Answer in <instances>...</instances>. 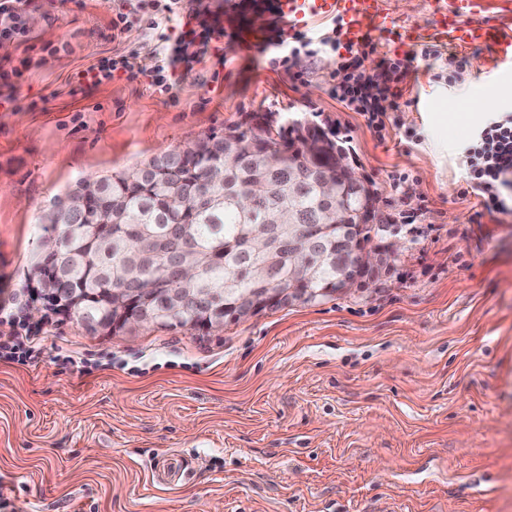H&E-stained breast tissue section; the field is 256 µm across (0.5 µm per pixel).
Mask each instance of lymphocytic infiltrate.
Returning a JSON list of instances; mask_svg holds the SVG:
<instances>
[{
    "label": "lymphocytic infiltrate",
    "mask_w": 512,
    "mask_h": 512,
    "mask_svg": "<svg viewBox=\"0 0 512 512\" xmlns=\"http://www.w3.org/2000/svg\"><path fill=\"white\" fill-rule=\"evenodd\" d=\"M138 12L144 17L148 30L165 27L153 56L140 58L136 51L101 60L81 72V79L98 86L123 72L149 79L151 86L166 92L173 88L181 68L203 61L218 51L220 41L235 45L239 30L250 13L269 15L271 24L262 33L258 47L261 51L280 53L285 64L294 63L300 54L316 56L303 35H288L282 26L285 14L280 0H227L216 5L212 0H139ZM364 53H356L338 63L331 77L333 92L348 109L375 122L381 114V102L390 91L392 73L397 63L382 62L370 72L363 66ZM462 165L464 180L483 208L491 214L512 213V113L504 112L486 119L466 147ZM7 331H0V360L28 364L39 359L43 352L42 339L28 333L16 317H8Z\"/></svg>",
    "instance_id": "obj_1"
}]
</instances>
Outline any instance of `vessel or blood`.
Returning a JSON list of instances; mask_svg holds the SVG:
<instances>
[{"label": "vessel or blood", "mask_w": 512, "mask_h": 512, "mask_svg": "<svg viewBox=\"0 0 512 512\" xmlns=\"http://www.w3.org/2000/svg\"><path fill=\"white\" fill-rule=\"evenodd\" d=\"M283 11L295 20L340 15L345 21L342 35L347 43H363L370 32L389 42L407 46L420 38L412 28L399 25L386 6V0H281ZM432 14L429 36L451 40L460 48L482 45L490 49L497 67L495 78L512 70V8L489 14L484 0H428Z\"/></svg>", "instance_id": "vessel-or-blood-1"}]
</instances>
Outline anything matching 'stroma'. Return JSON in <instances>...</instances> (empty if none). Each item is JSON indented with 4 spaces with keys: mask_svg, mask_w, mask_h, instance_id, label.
<instances>
[{
    "mask_svg": "<svg viewBox=\"0 0 512 512\" xmlns=\"http://www.w3.org/2000/svg\"><path fill=\"white\" fill-rule=\"evenodd\" d=\"M117 8L31 0L27 39L0 51L22 72L0 106V289L44 338L37 362L0 361V512H512V214L466 191L473 128L435 148L443 101L512 111V79L483 78L491 51L425 40L437 58L412 62L375 129L332 94L341 39L291 71L228 48L169 93L123 73L82 88L101 58L156 48L113 30ZM255 114L323 129L377 191L402 248L366 290L211 330L30 317L44 211Z\"/></svg>",
    "mask_w": 512,
    "mask_h": 512,
    "instance_id": "35a3bbf8",
    "label": "stroma"
}]
</instances>
